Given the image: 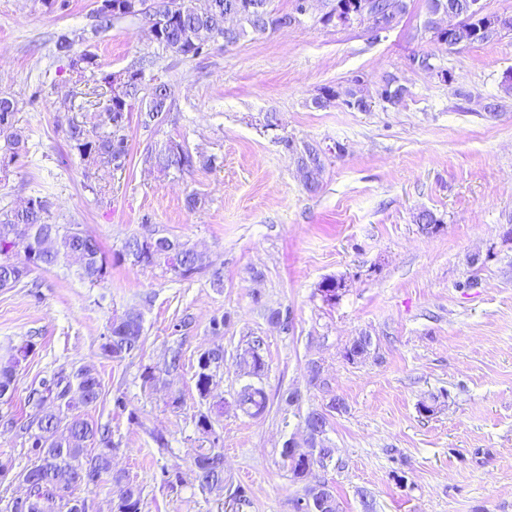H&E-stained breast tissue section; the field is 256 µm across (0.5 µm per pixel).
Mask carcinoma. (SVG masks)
<instances>
[{
  "instance_id": "obj_1",
  "label": "carcinoma",
  "mask_w": 512,
  "mask_h": 512,
  "mask_svg": "<svg viewBox=\"0 0 512 512\" xmlns=\"http://www.w3.org/2000/svg\"><path fill=\"white\" fill-rule=\"evenodd\" d=\"M140 0H100L96 9L98 28L108 29L113 22L122 19H137L152 22L157 27V47L171 51L186 60H194L205 54L211 44L222 39L224 45H235L248 36H264L291 23L292 13L299 10L300 0H294L292 11L280 12L271 6V0H155V13L147 16L139 10ZM330 12L321 17L325 25L333 23L338 14L357 12L364 0H328ZM482 18L468 16L458 33L448 42L452 47L458 42H483L476 36ZM56 56L67 61L74 83L86 88L85 96L103 95L100 112L103 117L101 132L89 131L73 122L66 130L70 150L80 162L99 164L103 167H122L128 154L125 131L135 102L144 105L143 123L159 121L170 111L171 91L164 83L155 82L152 70L157 55L148 52L141 55L129 67L131 77L119 90L110 88L112 72L102 68L98 55L90 50L77 52L73 40L66 35L55 44ZM340 103L350 110L366 112L370 109V97L360 80L339 91L323 89L315 98L314 108L326 109ZM21 111L19 101L10 95H0V172L8 168L25 150V139L17 127L16 115ZM285 147L297 152V166L306 190L315 192L319 188V177L324 168L327 153H342L343 147L324 149L317 143H306L301 150L294 148V141L283 140ZM145 162L159 172H190L200 166L206 168L215 160L201 154L194 155L186 145L168 141L161 149L147 153ZM420 231L434 233L440 220L430 210H420L413 216ZM25 226L51 240V246L38 253L37 263L23 271L11 261L10 253L24 246L23 240H14L13 232ZM164 249L150 253L141 248V240L132 237L124 246V255L142 266L165 263L170 270L183 279L192 277L202 265L194 249L176 240L163 238ZM74 255L85 260L82 276L90 281H100L106 270L107 260L95 238L76 228H65L49 223V208L46 200L37 197L27 208L0 209V288H13L20 284L33 269H47L62 258ZM143 343L142 317L136 311L125 312L112 318L108 334L100 345L102 353L116 360L125 358L139 350ZM263 339L255 336L239 355L240 368L246 373L260 377L265 369ZM29 353V345L12 347L0 355V392L16 390L18 367ZM208 355L207 371L198 368L195 387L201 399H206L209 379L213 370L224 364V346L216 345L205 351ZM44 394L37 401L41 414L31 420L25 428L30 452L34 456L30 467L19 474V479L29 485L30 496L20 502L16 499L7 504L5 512H85L84 502L75 496V491L89 483L76 480L78 473L91 477L92 484L106 480L110 482L112 498L117 500L118 512H141L142 488L130 482L126 475L112 468V439L108 433L86 417L84 410L97 406L102 397V384L98 376L89 369H81L73 376L58 375L43 383ZM55 408L44 407L47 400ZM235 409L257 418L268 409V397L261 387L247 385L234 400ZM328 417L323 411L309 412L304 425L308 433L309 447L314 449L310 464H322L331 457L332 449L323 439ZM281 456L288 461L296 479L306 477L307 463L291 455L289 448L281 449ZM193 472L199 486L210 492L224 490V452L211 448L193 458ZM295 512H342L341 503L333 488L323 484L321 488L308 486L304 494L294 502Z\"/></svg>"
}]
</instances>
